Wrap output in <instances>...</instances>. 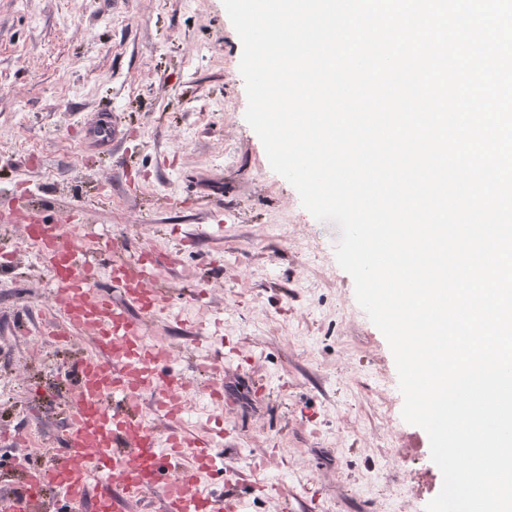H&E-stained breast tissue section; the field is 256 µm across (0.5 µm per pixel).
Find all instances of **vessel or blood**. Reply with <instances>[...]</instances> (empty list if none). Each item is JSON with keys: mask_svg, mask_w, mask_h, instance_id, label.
I'll list each match as a JSON object with an SVG mask.
<instances>
[{"mask_svg": "<svg viewBox=\"0 0 512 512\" xmlns=\"http://www.w3.org/2000/svg\"><path fill=\"white\" fill-rule=\"evenodd\" d=\"M25 240L57 275L60 318L52 324L53 335L83 337L93 350L71 368L65 442L77 459L62 467L26 469L21 489L0 502V512H36L49 487L58 488L77 510L88 504L94 512H132L143 486L130 470L145 456L156 468L176 466L186 473L163 484L167 512H223L221 501L200 481L212 467L209 439L192 433L186 421L167 425L171 400H161L156 424L139 413L146 394L176 386L163 370L172 352L147 340L144 318L163 309L166 294L151 287L143 261L128 260L114 241L71 242L58 224L27 225ZM92 251L108 253L111 271L123 275L128 306L97 289L99 266L88 258Z\"/></svg>", "mask_w": 512, "mask_h": 512, "instance_id": "obj_1", "label": "vessel or blood"}]
</instances>
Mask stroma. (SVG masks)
I'll return each mask as SVG.
<instances>
[{"mask_svg": "<svg viewBox=\"0 0 512 512\" xmlns=\"http://www.w3.org/2000/svg\"><path fill=\"white\" fill-rule=\"evenodd\" d=\"M241 54L223 0H0V499L21 484L18 435L39 427L33 464L73 457L61 437L83 344L34 335L52 276L24 243L30 213L151 256L171 308L149 333L174 346L177 380L238 350L217 498L425 512L440 492L390 346L336 261L338 227L302 207L245 120ZM103 117L119 128L108 147L87 136Z\"/></svg>", "mask_w": 512, "mask_h": 512, "instance_id": "stroma-1", "label": "stroma"}]
</instances>
